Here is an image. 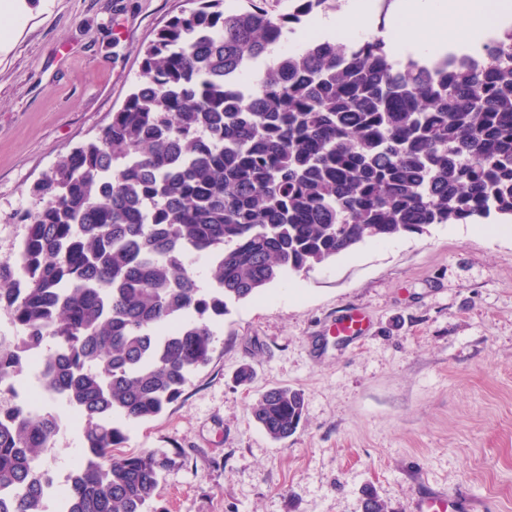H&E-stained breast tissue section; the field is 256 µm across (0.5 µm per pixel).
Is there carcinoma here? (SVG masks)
Instances as JSON below:
<instances>
[{"label":"carcinoma","mask_w":512,"mask_h":512,"mask_svg":"<svg viewBox=\"0 0 512 512\" xmlns=\"http://www.w3.org/2000/svg\"><path fill=\"white\" fill-rule=\"evenodd\" d=\"M141 50L135 90L96 139L33 187L39 205L0 261V386L39 355L47 399L83 424L68 485L40 469L62 418L0 405V512H166L156 451L118 453L211 360V317L366 240L512 219V38L481 70L392 66L380 39L274 54L290 17L193 0ZM210 267L213 287L198 284ZM304 394L265 391L252 415L292 436Z\"/></svg>","instance_id":"carcinoma-1"}]
</instances>
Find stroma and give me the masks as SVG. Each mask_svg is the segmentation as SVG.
Returning <instances> with one entry per match:
<instances>
[{"mask_svg":"<svg viewBox=\"0 0 512 512\" xmlns=\"http://www.w3.org/2000/svg\"><path fill=\"white\" fill-rule=\"evenodd\" d=\"M191 0H0V260L14 258L50 167L96 138L131 93L139 51ZM363 316L361 336L337 321ZM211 362L123 452L182 449L162 472L167 512H413L435 490L470 512H512V221L434 224L365 241L233 304ZM251 367V382L238 379ZM305 395L297 432L272 440L251 407ZM83 451L64 422L41 463L58 483Z\"/></svg>","mask_w":512,"mask_h":512,"instance_id":"stroma-1","label":"stroma"}]
</instances>
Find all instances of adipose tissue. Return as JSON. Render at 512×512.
<instances>
[{"label":"adipose tissue","mask_w":512,"mask_h":512,"mask_svg":"<svg viewBox=\"0 0 512 512\" xmlns=\"http://www.w3.org/2000/svg\"><path fill=\"white\" fill-rule=\"evenodd\" d=\"M501 9L497 0H401L390 21V38L397 47H441L480 32Z\"/></svg>","instance_id":"obj_1"}]
</instances>
